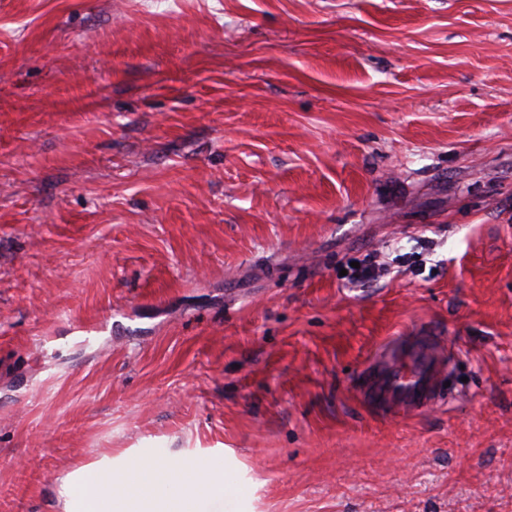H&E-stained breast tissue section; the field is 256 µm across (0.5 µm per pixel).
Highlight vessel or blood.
<instances>
[{"label":"vessel or blood","mask_w":512,"mask_h":512,"mask_svg":"<svg viewBox=\"0 0 512 512\" xmlns=\"http://www.w3.org/2000/svg\"><path fill=\"white\" fill-rule=\"evenodd\" d=\"M438 344L436 337L420 336L409 343L396 339L384 345L364 375V398L394 415L433 404Z\"/></svg>","instance_id":"b4317fda"}]
</instances>
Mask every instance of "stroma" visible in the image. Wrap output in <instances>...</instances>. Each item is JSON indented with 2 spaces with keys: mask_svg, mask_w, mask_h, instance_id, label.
<instances>
[{
  "mask_svg": "<svg viewBox=\"0 0 512 512\" xmlns=\"http://www.w3.org/2000/svg\"><path fill=\"white\" fill-rule=\"evenodd\" d=\"M422 335L440 402L368 404ZM148 451L512 512V0H0V512Z\"/></svg>",
  "mask_w": 512,
  "mask_h": 512,
  "instance_id": "1",
  "label": "stroma"
}]
</instances>
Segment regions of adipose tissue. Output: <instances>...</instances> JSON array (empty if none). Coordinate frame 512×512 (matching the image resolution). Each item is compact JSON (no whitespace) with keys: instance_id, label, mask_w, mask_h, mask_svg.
I'll use <instances>...</instances> for the list:
<instances>
[{"instance_id":"adipose-tissue-1","label":"adipose tissue","mask_w":512,"mask_h":512,"mask_svg":"<svg viewBox=\"0 0 512 512\" xmlns=\"http://www.w3.org/2000/svg\"><path fill=\"white\" fill-rule=\"evenodd\" d=\"M244 494L217 465L152 452L118 468L103 457L68 472L56 488L63 512H223L225 500Z\"/></svg>"}]
</instances>
